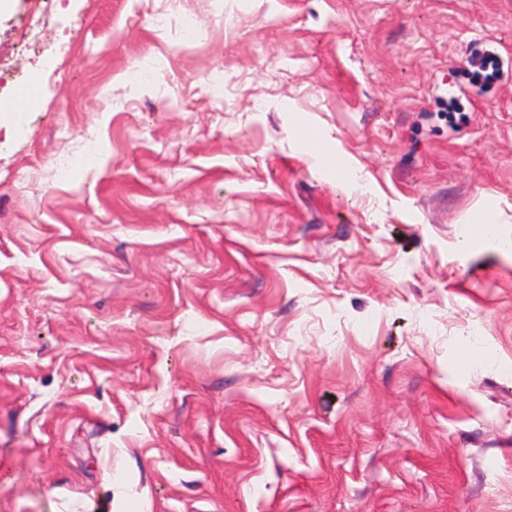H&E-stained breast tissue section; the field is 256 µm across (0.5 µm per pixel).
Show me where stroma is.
I'll use <instances>...</instances> for the list:
<instances>
[{
    "instance_id": "1",
    "label": "stroma",
    "mask_w": 512,
    "mask_h": 512,
    "mask_svg": "<svg viewBox=\"0 0 512 512\" xmlns=\"http://www.w3.org/2000/svg\"><path fill=\"white\" fill-rule=\"evenodd\" d=\"M32 5L0 512H512V0Z\"/></svg>"
}]
</instances>
